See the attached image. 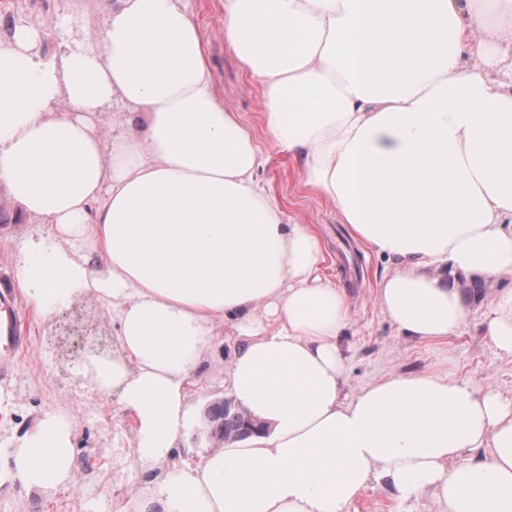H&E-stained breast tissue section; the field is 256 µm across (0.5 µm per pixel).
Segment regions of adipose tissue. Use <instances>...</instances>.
<instances>
[{"label":"adipose tissue","mask_w":512,"mask_h":512,"mask_svg":"<svg viewBox=\"0 0 512 512\" xmlns=\"http://www.w3.org/2000/svg\"><path fill=\"white\" fill-rule=\"evenodd\" d=\"M224 40L262 86L275 147L302 184L394 269L383 311L421 340L457 335L447 277L512 274V0H223ZM43 28L0 41V187L49 224L17 278L43 316L90 291L112 304L134 367L106 358L139 462L168 456L194 420L184 382L216 321L243 342L224 373L266 426L167 474L164 512H345L371 479L441 512H512V395L453 374L342 390L343 291L322 244L258 178L266 159L216 88L183 0H114L86 43L46 50ZM130 108L111 140L98 123ZM99 250L103 268L70 250ZM512 357V289L484 307ZM74 423L44 415L12 454L38 487L72 478Z\"/></svg>","instance_id":"ef3b65f1"}]
</instances>
